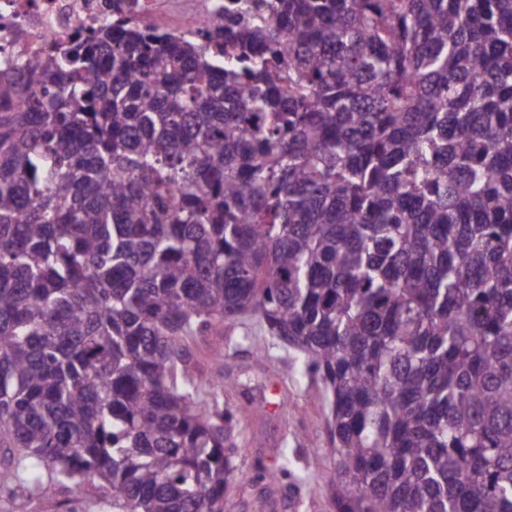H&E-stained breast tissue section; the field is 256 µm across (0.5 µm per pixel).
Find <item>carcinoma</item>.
<instances>
[{
    "mask_svg": "<svg viewBox=\"0 0 512 512\" xmlns=\"http://www.w3.org/2000/svg\"><path fill=\"white\" fill-rule=\"evenodd\" d=\"M0 73V487L224 512L197 336L330 399L336 512H512V0H228Z\"/></svg>",
    "mask_w": 512,
    "mask_h": 512,
    "instance_id": "cac0c4a2",
    "label": "carcinoma"
}]
</instances>
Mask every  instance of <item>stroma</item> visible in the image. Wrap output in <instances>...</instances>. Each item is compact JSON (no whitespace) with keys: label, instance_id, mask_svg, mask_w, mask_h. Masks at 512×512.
<instances>
[{"label":"stroma","instance_id":"1","mask_svg":"<svg viewBox=\"0 0 512 512\" xmlns=\"http://www.w3.org/2000/svg\"><path fill=\"white\" fill-rule=\"evenodd\" d=\"M254 320L225 326L223 336L198 337L192 346L196 376L219 391L225 409L237 414L238 478L226 493V512H335L326 485L333 468L327 454L329 406L318 388L288 371L278 350L258 358L256 345L267 344ZM223 344L225 362L210 358L215 344ZM263 405V416L252 406ZM298 459L294 475L267 491L257 476L278 466L282 457ZM24 497L31 512H112V491L95 480L79 497L50 486L30 492L27 485L0 491V512H10L12 500Z\"/></svg>","mask_w":512,"mask_h":512}]
</instances>
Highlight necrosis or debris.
I'll list each match as a JSON object with an SVG mask.
<instances>
[{
  "label": "necrosis or debris",
  "instance_id": "4bbe7bcc",
  "mask_svg": "<svg viewBox=\"0 0 512 512\" xmlns=\"http://www.w3.org/2000/svg\"><path fill=\"white\" fill-rule=\"evenodd\" d=\"M217 0H0V60L38 61L66 49L81 32L110 17L114 5L141 24L176 33L219 25Z\"/></svg>",
  "mask_w": 512,
  "mask_h": 512
}]
</instances>
